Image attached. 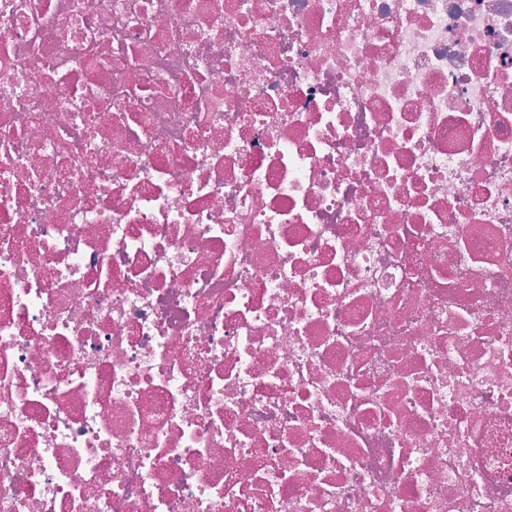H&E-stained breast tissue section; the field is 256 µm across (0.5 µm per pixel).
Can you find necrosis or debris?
<instances>
[{
	"instance_id": "obj_1",
	"label": "necrosis or debris",
	"mask_w": 512,
	"mask_h": 512,
	"mask_svg": "<svg viewBox=\"0 0 512 512\" xmlns=\"http://www.w3.org/2000/svg\"><path fill=\"white\" fill-rule=\"evenodd\" d=\"M0 512H512V0H0Z\"/></svg>"
}]
</instances>
